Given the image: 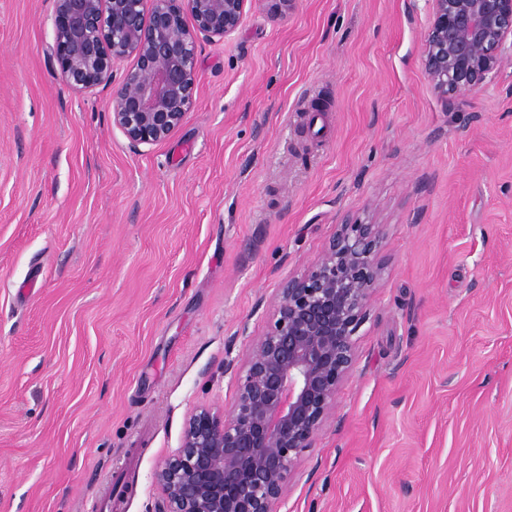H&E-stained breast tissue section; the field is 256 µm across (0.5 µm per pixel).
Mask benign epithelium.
<instances>
[{
  "label": "benign epithelium",
  "mask_w": 512,
  "mask_h": 512,
  "mask_svg": "<svg viewBox=\"0 0 512 512\" xmlns=\"http://www.w3.org/2000/svg\"><path fill=\"white\" fill-rule=\"evenodd\" d=\"M252 2L55 0L56 76L75 92L113 85L112 125L135 149L157 144L193 106L200 41L232 38ZM267 2L278 20L296 0ZM428 2L422 64L446 102L482 88L501 68L512 0ZM382 239L379 224L344 221L322 254L276 289L264 332L241 359L224 361L236 387L230 411H192L180 448L155 469V512H276L305 452L336 415L355 361L353 336L382 275Z\"/></svg>",
  "instance_id": "obj_1"
}]
</instances>
